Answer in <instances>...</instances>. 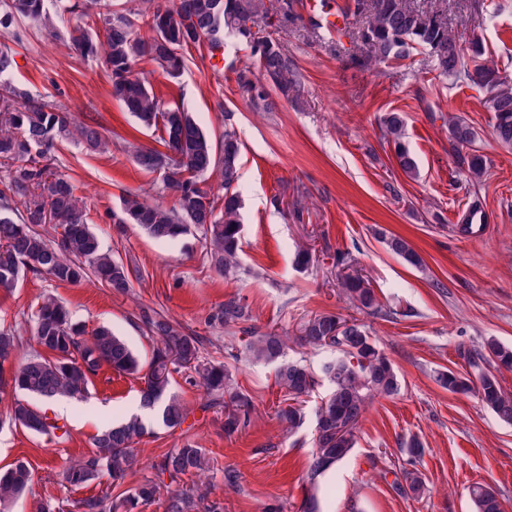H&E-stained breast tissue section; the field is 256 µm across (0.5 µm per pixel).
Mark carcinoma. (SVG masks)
Returning <instances> with one entry per match:
<instances>
[{"label":"carcinoma","mask_w":512,"mask_h":512,"mask_svg":"<svg viewBox=\"0 0 512 512\" xmlns=\"http://www.w3.org/2000/svg\"><path fill=\"white\" fill-rule=\"evenodd\" d=\"M60 25L56 38L64 40L82 56L103 49V63L109 75L112 96L145 127L160 130L161 148L130 146L137 165L149 173L163 174V189L175 202L166 207L153 203L147 193H128L120 201L119 224H134L157 241L184 235H200L210 265L219 273L233 275L240 250V201L233 191L239 178L240 145L236 133L224 124V133L212 136L191 112L166 107L135 73L138 61L155 63L169 77H180L185 69V50L201 44L209 53L224 48L228 38L240 42L259 65L256 76L249 64L237 68L236 83L256 112H270L275 103L269 89L289 97L295 85V67L287 51L276 40L252 31L258 17L269 13L264 0H163L147 12L112 10V0H59ZM347 11L364 16L358 32L361 54L353 58L359 66L388 60L404 61L419 50L427 52L433 69L454 84L470 83L484 91V105L492 113L498 141L512 146V79L500 76L483 59L479 41L455 35L442 10L424 11L408 0H352ZM20 22H50L45 0H0V31ZM147 26L151 36L138 35ZM404 126L399 112L381 118L386 142L393 144L400 168L410 177L418 165L401 141ZM448 139L460 167L473 178L485 168V160L474 147L476 133L461 116L448 121ZM77 141L94 153L109 145L104 128L97 122H81L64 108H56L28 90L11 82L0 84V165L6 175L0 179V290L10 292L27 273L59 283L77 284L88 276L96 278L117 295L131 287L124 263L103 250L98 235L87 222L76 195L77 186L67 174L54 172L43 164L57 145ZM220 172L224 196L201 187L206 176ZM388 250L412 266L422 263L410 243L396 235L382 236ZM341 268L338 285L353 306L373 316L389 313L379 303L370 282L346 252H338ZM140 320L154 342L150 361L142 364L127 343L111 329L100 327L85 336L72 322L66 306L52 296L44 297L31 316L38 349L15 370L5 372L3 364L22 345L14 327L0 329V387H10L43 401L84 395L92 378L106 366L112 371L141 380V406L156 411L160 428H182L191 411L181 398L170 392L173 375L199 379L204 392L201 410L224 409V434L245 430L256 414L252 397L235 382L231 362L242 357L275 367V383L284 392L277 410L279 421L293 431L303 420L302 403L315 384L311 370L286 360L288 343L318 348H336V358L321 366L331 386L315 423V450L308 463L310 484L349 454L356 444V430L369 405L377 398L399 393L400 378L392 363L371 340L356 318L324 313L305 322L299 334L290 336L275 330L263 331L252 324L246 299L230 295L208 317V324L229 333L249 335L242 350L224 346V361L203 356L207 339L181 331L169 318L150 308L140 309ZM512 368V346L491 338L478 360L471 361L475 378L449 370L437 372L436 380L455 393L475 392L502 421L512 424V393L505 391L495 374L483 370L480 362ZM12 424L36 434L60 435L68 430L46 411L24 399H16L9 410ZM154 433L139 415L119 425L105 427L94 439L93 448L70 461L63 480L70 486L102 483L112 479L116 486L136 463V445ZM157 473L177 485L166 489L163 512H196L206 493L194 486L185 488L183 478L193 479L208 469L206 449L187 438L183 445L166 453L156 464ZM28 462L18 459L0 473V512L32 485ZM406 489L416 497L425 491L422 477L404 473ZM160 486L147 480L116 497L106 491L81 498L78 512H134L141 503L155 500ZM470 496L476 512H502L496 492L475 484Z\"/></svg>","instance_id":"cac0c4a2"}]
</instances>
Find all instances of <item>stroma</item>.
Returning a JSON list of instances; mask_svg holds the SVG:
<instances>
[{
  "instance_id": "35a3bbf8",
  "label": "stroma",
  "mask_w": 512,
  "mask_h": 512,
  "mask_svg": "<svg viewBox=\"0 0 512 512\" xmlns=\"http://www.w3.org/2000/svg\"><path fill=\"white\" fill-rule=\"evenodd\" d=\"M315 0H298L288 20L260 18L263 35L279 41L297 65L292 98L276 97L271 112H255L240 96L233 68L248 58L236 42L224 48V69H213L207 48L190 50L178 80L153 62L137 72L166 106L193 112L208 132L221 134L232 111L241 142L236 190L242 200L240 270L227 278L205 257L199 239L158 242L140 228L117 232L112 213L125 192L149 188L172 204L160 174L134 162L128 147H152L157 130L142 127L111 95L102 60L73 52L47 29L24 27L21 40L0 35L15 55L7 76L77 118L94 117L110 139L103 153L68 144L50 153L51 168L69 174L87 205L89 224L113 256L138 271L131 293L113 294L94 278L75 285L25 277L19 288L0 294V326L20 325L22 354L34 349L29 319L44 295L63 301L86 331L106 326L122 336L141 359L152 341L138 319L140 308L164 312L185 330L227 342L210 327L209 313L227 296L245 297L261 330L298 333L311 316H356L391 360L401 379L399 394L373 402L357 430L355 448L327 475L318 477L321 512H474L470 486L480 483L498 494L512 512V425L500 421L474 394L452 393L435 380L438 371L470 373L469 360L485 341L512 345V147L492 133V120L473 85L449 86L424 53L406 61L368 68L352 63L359 46L351 38L359 25L349 17L342 33L311 25ZM414 7L448 10L452 32L475 35L484 59L512 76V0H411ZM402 112L404 142L418 164L417 177L398 166L380 131L388 112ZM465 116L474 127L486 160L480 179L460 169L450 151L448 119ZM488 218L479 232H462L467 206ZM407 239L422 259L414 267L391 253L382 234ZM312 247L313 260L295 265L298 249ZM350 253L370 280L391 317L359 314L339 291L336 252ZM240 387L256 405V418L242 432L225 435L224 415L198 411L203 390L185 376L173 385L192 413L188 431H160L138 445V463L118 486L133 489L155 478L154 466L184 438L206 448L210 469L203 483L208 498L224 512H300L309 487L307 467L314 450L315 412L328 392L318 379L303 404L305 421L286 434L276 417L283 394L274 368L241 361L234 370ZM141 383L104 368L93 377L90 395L55 403L49 416L65 423L63 439L29 433L6 423L13 400L0 392V468L26 460L33 471L31 492L13 512H35L51 502L55 512H77L75 503L100 493L101 485H67L65 463L90 450L104 424L140 412ZM420 438L424 452L410 457L407 444ZM240 474L238 490H225L224 470ZM421 474L426 491H403V471Z\"/></svg>"
}]
</instances>
